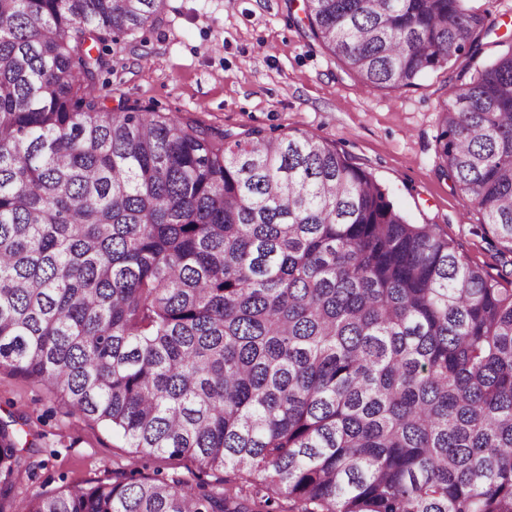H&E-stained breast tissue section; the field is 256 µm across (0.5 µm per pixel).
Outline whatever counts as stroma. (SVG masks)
Listing matches in <instances>:
<instances>
[{
    "instance_id": "stroma-1",
    "label": "stroma",
    "mask_w": 512,
    "mask_h": 512,
    "mask_svg": "<svg viewBox=\"0 0 512 512\" xmlns=\"http://www.w3.org/2000/svg\"><path fill=\"white\" fill-rule=\"evenodd\" d=\"M301 0H163L160 23L110 43L111 71L97 92L108 106L138 104L233 131L327 139L372 173L414 224H432L491 276L498 243L482 214L441 172L439 107L459 70L489 63L495 37L475 57L426 72L402 92L372 89L311 38ZM29 444L30 474L10 500L122 481L130 471L199 473L189 457L136 455L111 428L70 413L44 386L0 367V421Z\"/></svg>"
}]
</instances>
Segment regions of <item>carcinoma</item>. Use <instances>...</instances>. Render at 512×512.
<instances>
[{"label":"carcinoma","instance_id":"cac0c4a2","mask_svg":"<svg viewBox=\"0 0 512 512\" xmlns=\"http://www.w3.org/2000/svg\"><path fill=\"white\" fill-rule=\"evenodd\" d=\"M162 0H0V366L144 456L22 512H512V287L306 132L108 107L102 47ZM376 90L480 51L469 0H303ZM440 106L456 190L512 254V41ZM30 464L0 422V490Z\"/></svg>","mask_w":512,"mask_h":512}]
</instances>
